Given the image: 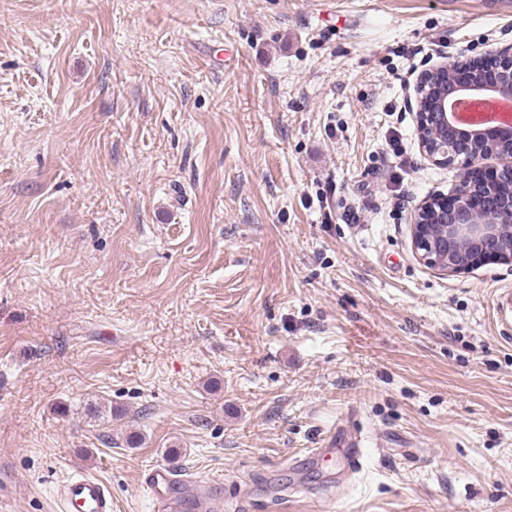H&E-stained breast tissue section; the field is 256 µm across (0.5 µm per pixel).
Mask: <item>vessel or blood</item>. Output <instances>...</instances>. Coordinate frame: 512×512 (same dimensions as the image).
Masks as SVG:
<instances>
[{
  "label": "vessel or blood",
  "mask_w": 512,
  "mask_h": 512,
  "mask_svg": "<svg viewBox=\"0 0 512 512\" xmlns=\"http://www.w3.org/2000/svg\"><path fill=\"white\" fill-rule=\"evenodd\" d=\"M365 442L362 431L337 428L330 435L327 447L314 449L309 461L319 465L326 457L338 454L345 470L359 471L363 467ZM144 487L154 500L157 512H184L189 504L195 512H233L235 508L233 502L215 497L209 483L178 482L174 468L166 464L155 465L147 471ZM56 505L57 512H112V493L101 479L78 474L59 487Z\"/></svg>",
  "instance_id": "vessel-or-blood-1"
}]
</instances>
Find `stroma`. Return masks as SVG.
<instances>
[{
	"instance_id": "35a3bbf8",
	"label": "stroma",
	"mask_w": 512,
	"mask_h": 512,
	"mask_svg": "<svg viewBox=\"0 0 512 512\" xmlns=\"http://www.w3.org/2000/svg\"><path fill=\"white\" fill-rule=\"evenodd\" d=\"M481 0H0V512L146 470L242 512H512V265L446 276L423 71ZM399 148H392V139ZM363 468L306 454L343 423Z\"/></svg>"
}]
</instances>
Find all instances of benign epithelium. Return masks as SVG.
<instances>
[{
    "mask_svg": "<svg viewBox=\"0 0 512 512\" xmlns=\"http://www.w3.org/2000/svg\"><path fill=\"white\" fill-rule=\"evenodd\" d=\"M426 94L437 108V124L430 134L419 133L421 152L436 165L461 161L462 173L453 198H435L420 205L412 227L415 255L451 275L490 262L512 264V194L499 199L491 216H478L477 206V198L486 185L478 175V165L495 154L494 142L512 140V125L461 127L449 111L458 96L479 98L492 94L512 100V48L501 52L491 79L445 89L434 84Z\"/></svg>",
    "mask_w": 512,
    "mask_h": 512,
    "instance_id": "obj_1",
    "label": "benign epithelium"
}]
</instances>
